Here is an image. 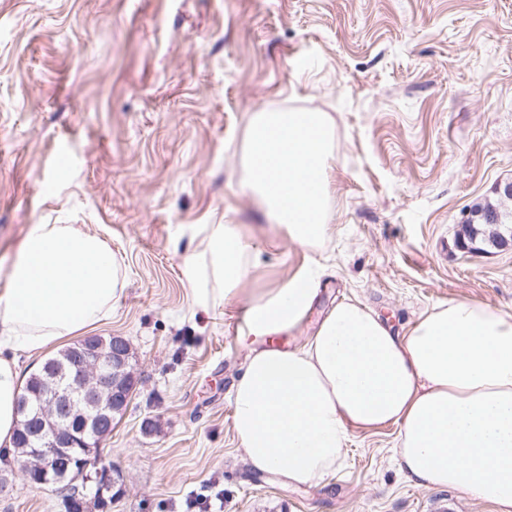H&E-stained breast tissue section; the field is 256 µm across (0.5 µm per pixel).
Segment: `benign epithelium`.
Instances as JSON below:
<instances>
[{
    "instance_id": "obj_1",
    "label": "benign epithelium",
    "mask_w": 512,
    "mask_h": 512,
    "mask_svg": "<svg viewBox=\"0 0 512 512\" xmlns=\"http://www.w3.org/2000/svg\"><path fill=\"white\" fill-rule=\"evenodd\" d=\"M500 198L487 211H473L462 224L464 232L458 244L467 252H479L476 238L465 228L482 225L484 242L495 249L512 247V226L504 217L512 211V181L495 188ZM134 353L123 336H88L68 351V366L58 372L61 381L40 395L35 403L21 396L20 413L26 424L34 426L31 434L37 447L30 449L17 464L18 472L39 485L68 486L82 479L86 466L72 473L68 459L77 450L85 453L87 463L95 464V449L110 434L112 421L123 414L129 404L128 386L137 383L132 360Z\"/></svg>"
}]
</instances>
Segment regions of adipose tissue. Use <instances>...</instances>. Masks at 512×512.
I'll use <instances>...</instances> for the list:
<instances>
[{
    "label": "adipose tissue",
    "mask_w": 512,
    "mask_h": 512,
    "mask_svg": "<svg viewBox=\"0 0 512 512\" xmlns=\"http://www.w3.org/2000/svg\"><path fill=\"white\" fill-rule=\"evenodd\" d=\"M186 257L194 307L240 304L251 341L232 386V429L248 464L292 486L323 480L351 435L394 425L395 455L411 483L448 488L512 512V316L469 301L441 304L406 333L357 301L326 311L297 348L273 337L300 328L320 273L243 297L257 250L233 224L205 228ZM121 266L96 235L70 224L31 225L0 289V446L11 447L21 374L36 356L87 331L122 293Z\"/></svg>",
    "instance_id": "adipose-tissue-1"
}]
</instances>
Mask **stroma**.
Instances as JSON below:
<instances>
[{
	"instance_id": "obj_1",
	"label": "stroma",
	"mask_w": 512,
	"mask_h": 512,
	"mask_svg": "<svg viewBox=\"0 0 512 512\" xmlns=\"http://www.w3.org/2000/svg\"><path fill=\"white\" fill-rule=\"evenodd\" d=\"M324 113L334 220L315 247L242 188L256 112ZM512 180V0H0V289L30 225L103 239L126 284L95 335L132 346L139 382L100 445L110 512H432L397 428L355 432L334 473L290 487L252 469L229 393L238 312L193 310L185 256L205 224L258 243L246 294L319 269V313L357 300L395 328L465 300L512 315V249L470 253L462 222ZM159 432L143 435L144 418ZM0 512H61L14 475Z\"/></svg>"
}]
</instances>
